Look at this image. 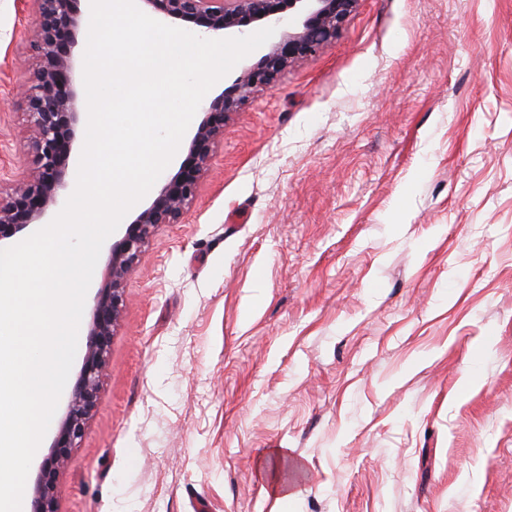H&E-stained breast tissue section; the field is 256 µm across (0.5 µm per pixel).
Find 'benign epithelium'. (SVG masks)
<instances>
[{
  "instance_id": "benign-epithelium-1",
  "label": "benign epithelium",
  "mask_w": 512,
  "mask_h": 512,
  "mask_svg": "<svg viewBox=\"0 0 512 512\" xmlns=\"http://www.w3.org/2000/svg\"><path fill=\"white\" fill-rule=\"evenodd\" d=\"M76 2L37 0L35 48L41 61L22 101L31 127L29 152L25 168L17 174L10 192L4 197L0 195V249L36 232L68 191L64 161L77 146L76 129L83 106L76 51L82 22ZM140 2L164 20H193L203 28V33L212 37L242 35L255 26H273L275 35L263 46L256 63L244 67L229 89L201 107L187 139L185 161L108 248L105 283L94 297L81 369L35 477L30 512H58V477L98 406L112 336L125 303L124 282L143 248L161 225L181 223L224 138L229 116L256 92L276 83L289 67L316 55L336 39L358 5V0Z\"/></svg>"
}]
</instances>
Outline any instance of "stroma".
<instances>
[{
	"label": "stroma",
	"mask_w": 512,
	"mask_h": 512,
	"mask_svg": "<svg viewBox=\"0 0 512 512\" xmlns=\"http://www.w3.org/2000/svg\"><path fill=\"white\" fill-rule=\"evenodd\" d=\"M36 19L0 0L5 190ZM124 288L59 512H512V0H359Z\"/></svg>",
	"instance_id": "35a3bbf8"
}]
</instances>
